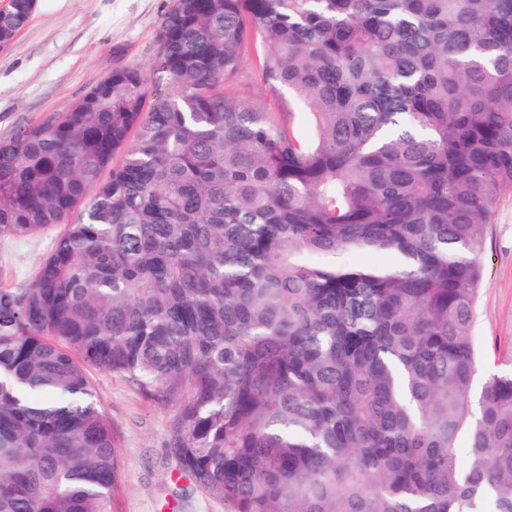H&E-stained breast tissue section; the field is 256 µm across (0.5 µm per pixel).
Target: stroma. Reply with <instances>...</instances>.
Returning <instances> with one entry per match:
<instances>
[{"label":"stroma","instance_id":"1","mask_svg":"<svg viewBox=\"0 0 512 512\" xmlns=\"http://www.w3.org/2000/svg\"><path fill=\"white\" fill-rule=\"evenodd\" d=\"M171 0H36L30 23L0 47V140L68 109L118 67L145 78L157 71V34ZM250 47L237 78L224 86L242 102L265 96L275 117L293 111L288 90L268 92L262 59ZM58 227L17 238L0 235V287L26 288L49 255ZM483 280L473 334L480 360L473 379L481 391L490 372L512 365V190L501 196L487 227ZM99 404L110 420L121 466L112 489L114 512H227L223 501L180 476L166 446L170 408L127 380L91 371Z\"/></svg>","mask_w":512,"mask_h":512}]
</instances>
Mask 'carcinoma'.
<instances>
[{"mask_svg": "<svg viewBox=\"0 0 512 512\" xmlns=\"http://www.w3.org/2000/svg\"><path fill=\"white\" fill-rule=\"evenodd\" d=\"M256 43L312 137L221 91ZM158 46L173 95L116 68L0 141V235L64 225L0 288V512H111L90 368L229 512H512V369L472 388L512 0H174Z\"/></svg>", "mask_w": 512, "mask_h": 512, "instance_id": "obj_1", "label": "carcinoma"}]
</instances>
